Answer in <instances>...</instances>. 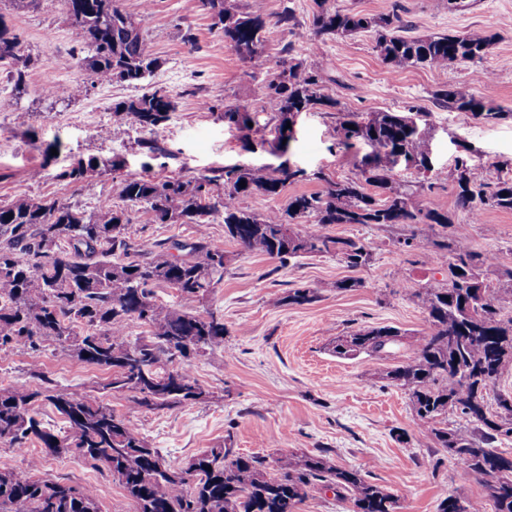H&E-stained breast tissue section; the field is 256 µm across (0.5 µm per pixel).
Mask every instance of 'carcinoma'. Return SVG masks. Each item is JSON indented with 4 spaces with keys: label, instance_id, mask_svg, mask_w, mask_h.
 I'll return each mask as SVG.
<instances>
[{
    "label": "carcinoma",
    "instance_id": "obj_1",
    "mask_svg": "<svg viewBox=\"0 0 512 512\" xmlns=\"http://www.w3.org/2000/svg\"><path fill=\"white\" fill-rule=\"evenodd\" d=\"M79 42L88 55L79 63L99 82L140 83L157 61L146 50L143 25L149 0L139 17L124 11L118 0H60ZM311 27L315 35L343 40L361 32L376 36L375 48L391 67L405 65L445 69L457 61L483 60L495 41L485 30L464 36L399 35L395 15L343 12L329 0H314ZM205 10L224 44L243 61L264 52L267 16L261 7L243 9L238 0H195ZM0 62L17 91L24 90L31 58L22 53L17 35L0 15ZM438 99L474 120H493L499 112L483 111L485 98L443 89ZM322 92L319 69L284 58L270 74L264 111L276 121V149L292 136L287 123L303 112L336 107ZM175 111L167 92L156 88L112 105V116L130 120L149 133ZM248 109L227 106L224 123L248 128ZM340 144L361 140L372 151L355 162L354 176L333 179L318 172L322 189L296 195L286 209L256 214L239 204L254 192L277 195L305 176L283 162L265 167H226L216 175L189 180L129 177L119 184L124 201L143 203L157 224H194L196 240L147 245L129 237L125 210L111 201L92 212L57 199L19 198L0 205V348L39 351L53 341L82 363L111 371L105 392L122 393L138 410H170L199 402L203 386L193 376L191 358L224 351V316L201 315L157 302L154 287L169 285L186 299L202 300L224 277V250L212 245L206 229L220 212L224 234L248 252L263 253L284 263L306 256L335 255L347 267L368 265L376 244L335 237L330 224H422L434 236L432 246L448 255V280L414 291L428 313L422 336L409 341L396 327L369 326L334 338L338 357L365 354L383 357L407 346L410 355L386 369L380 379L405 390L426 438L461 462L480 480L495 512H512V455L494 448L512 437V395L496 394L495 412L488 410L489 388L512 363V319L500 316L496 289L486 302L473 306L480 286L494 273L496 257L476 251L460 224L437 207L418 208L410 187L394 181L397 154L427 167V141L409 131L408 116L374 112L362 119L343 114ZM457 205L478 218L495 207L512 211V178L486 182L466 163L453 173ZM246 186H240V182ZM373 188L370 193L367 188ZM180 251L175 255L171 249ZM321 298L318 288H291L277 305L303 306ZM147 326L149 340L132 341L129 322ZM49 402L68 424L56 432L37 419L36 406ZM455 411L473 424L468 436L442 426L440 417ZM35 438L52 454L74 451L112 473L138 512H296L316 485L330 487L352 504V512H398L399 499L356 470L336 467L323 454L282 455L273 461L259 455H235L223 446L209 448L185 469L172 468L150 447L138 426L117 416L109 404L85 393L57 391L50 385L0 387V442L22 447ZM24 475L0 466V512H101L97 494L57 480L35 476L37 459ZM439 512H482V504L446 496Z\"/></svg>",
    "mask_w": 512,
    "mask_h": 512
}]
</instances>
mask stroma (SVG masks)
Here are the masks:
<instances>
[{"instance_id": "1", "label": "stroma", "mask_w": 512, "mask_h": 512, "mask_svg": "<svg viewBox=\"0 0 512 512\" xmlns=\"http://www.w3.org/2000/svg\"><path fill=\"white\" fill-rule=\"evenodd\" d=\"M259 2L270 19L264 54L259 61L239 59L212 28L203 10L185 0H153L144 27L149 53L158 69L136 85L92 81L78 64L82 50L75 28L60 0H29L15 8L0 0V16L18 35L33 63L24 92H17L0 72V203L20 197L59 199L93 210L117 200L122 179L149 175L189 179L232 164L262 165L269 155L271 116L264 112L263 81L284 55L307 66L322 65L325 94L338 106L303 113L289 145L292 162L305 179L277 195L242 197L243 208L258 214L283 209L291 196L318 191L314 172L344 179L354 174V159L368 153L359 143L338 147L339 115L354 112H427L433 169L422 174L396 168L398 183L416 188V206L447 211L453 223L466 225L472 246L496 255L499 267L512 268V211L486 209L480 223L456 204L452 172L458 160L484 172L488 181L512 176V0H472L449 9L448 0H330L331 5L373 15H398L405 36L459 35L484 29L496 39L481 64L457 62L443 70L419 66L388 68L375 50V38L360 33L344 42L315 36L310 29L314 0H239ZM291 9V27L278 24ZM493 73L491 86L475 80L476 69ZM69 87L64 98L48 96L46 81ZM455 87L493 99L498 119L477 122L444 107L439 90ZM161 88L176 110L154 133L112 117L115 102ZM228 105L254 112L251 134L224 123ZM154 138L156 151L141 142ZM117 160L116 170L97 171L73 182L63 171L77 162ZM131 237L148 244L190 243L191 224H158L141 205L127 204ZM329 234L358 237L377 244L371 263L351 269L333 256L301 258L280 266L278 260L244 251L224 235L221 215L208 226L210 242L224 251V278L201 301L181 298L174 288L155 289L159 302L202 314L224 316V349L196 356L192 372L210 390L207 400L159 412L131 409L123 394L110 393L107 403L130 419L151 447L160 449L173 468L185 467L201 451L224 445L239 455L277 457L326 453L343 469L358 470L400 498V512H438L444 496L480 501L494 512L483 483L443 451L428 447L408 394L384 385L380 374L394 358L336 357L331 341L367 326L390 325L412 336L428 326L427 312L412 289L447 278V260L435 256L424 237L413 247L400 245L411 235L406 225L332 224ZM412 236V235H411ZM361 280V287L340 292L335 283ZM321 289L319 301L303 306L276 305L291 288ZM108 370L72 361L54 346L40 351L0 350V387L16 382L33 386L51 380L59 390L91 391L106 381ZM42 460L40 475L98 493L101 512H136L111 474L77 454L54 455L39 442L28 443L25 456L0 444V464L26 472L29 457Z\"/></svg>"}]
</instances>
